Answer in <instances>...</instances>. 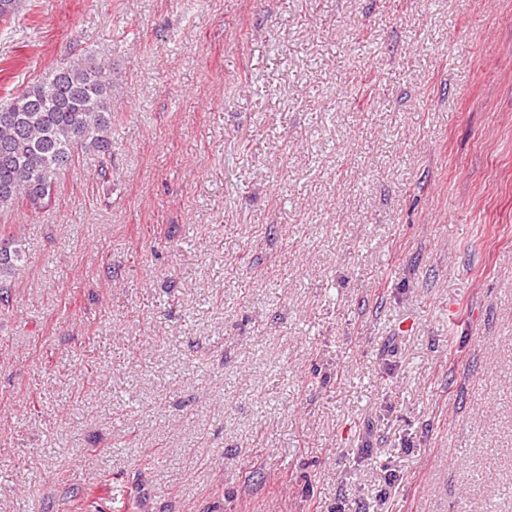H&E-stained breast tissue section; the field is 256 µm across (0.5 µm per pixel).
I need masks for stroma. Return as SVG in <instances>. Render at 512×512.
Masks as SVG:
<instances>
[{
	"instance_id": "obj_1",
	"label": "stroma",
	"mask_w": 512,
	"mask_h": 512,
	"mask_svg": "<svg viewBox=\"0 0 512 512\" xmlns=\"http://www.w3.org/2000/svg\"><path fill=\"white\" fill-rule=\"evenodd\" d=\"M22 4L112 164L0 211V512H512V0ZM23 261V250L20 244L15 240L7 242L2 241L0 245V290L2 291L5 287L4 283L7 281L11 282L12 279L19 278L24 265ZM0 291V302L4 304L8 303V296H3ZM5 305V304H4Z\"/></svg>"
}]
</instances>
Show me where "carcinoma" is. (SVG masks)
Masks as SVG:
<instances>
[{
    "instance_id": "cac0c4a2",
    "label": "carcinoma",
    "mask_w": 512,
    "mask_h": 512,
    "mask_svg": "<svg viewBox=\"0 0 512 512\" xmlns=\"http://www.w3.org/2000/svg\"><path fill=\"white\" fill-rule=\"evenodd\" d=\"M112 66L92 55L57 65L0 105V210L50 209L60 175L82 154L112 155ZM23 250L0 243V302L21 275Z\"/></svg>"
}]
</instances>
